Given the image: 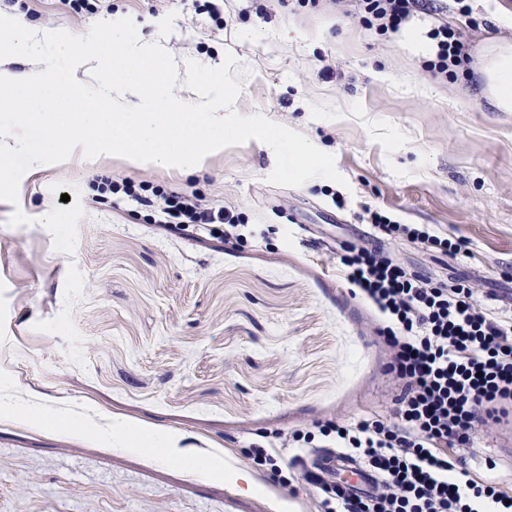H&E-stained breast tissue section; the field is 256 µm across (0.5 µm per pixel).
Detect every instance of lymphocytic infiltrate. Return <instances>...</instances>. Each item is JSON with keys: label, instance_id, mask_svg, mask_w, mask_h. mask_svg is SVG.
Returning a JSON list of instances; mask_svg holds the SVG:
<instances>
[{"label": "lymphocytic infiltrate", "instance_id": "obj_1", "mask_svg": "<svg viewBox=\"0 0 512 512\" xmlns=\"http://www.w3.org/2000/svg\"><path fill=\"white\" fill-rule=\"evenodd\" d=\"M364 23L380 33L397 31L430 0H356ZM435 57L427 68L448 75L468 59L462 37L447 25L429 33ZM103 191L152 208L159 223L204 232L219 224L228 239L246 229L233 211L211 207L177 192L149 189L131 180L104 183ZM371 233L363 244L345 247L339 262L353 296L377 312L383 335L394 351L392 372L403 380L397 423L376 417L349 418L322 425L320 433L351 460L376 475L374 489L354 493L321 486V512H512V483L501 481L496 463L472 471L464 452L486 427L512 416V314H499L480 300L466 280L436 277L398 263L387 250L393 241L426 245L457 259L464 240L450 239L428 226L401 224L370 212ZM311 435L285 439L289 459L260 445L248 451L256 465L274 477L314 483L313 472H299L295 452Z\"/></svg>", "mask_w": 512, "mask_h": 512}]
</instances>
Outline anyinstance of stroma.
<instances>
[{
    "label": "stroma",
    "instance_id": "35a3bbf8",
    "mask_svg": "<svg viewBox=\"0 0 512 512\" xmlns=\"http://www.w3.org/2000/svg\"><path fill=\"white\" fill-rule=\"evenodd\" d=\"M21 0L0 15L33 30L86 35L124 17L176 64L245 75L235 103L302 133L335 157L344 184L267 181L272 149L251 140L185 175L117 156L27 172L18 202L0 201V396L40 403L31 418L0 407V512H317L318 492L285 486L246 451L279 434L348 417L392 418L397 384L375 313L350 294L337 246L358 242L365 209L462 238L454 264L492 308L512 306V112L482 94L480 56L512 43V0H435L409 25L420 39L379 34L331 0ZM470 45L469 77L426 71L435 26ZM107 177L146 182L242 213L252 236L180 233L149 208L100 193ZM78 191L74 254L55 250L41 219ZM343 206H336V198ZM30 217L14 226V210ZM146 423L178 434L183 453L214 452L255 478L245 493L221 474L164 464L85 430Z\"/></svg>",
    "mask_w": 512,
    "mask_h": 512
}]
</instances>
